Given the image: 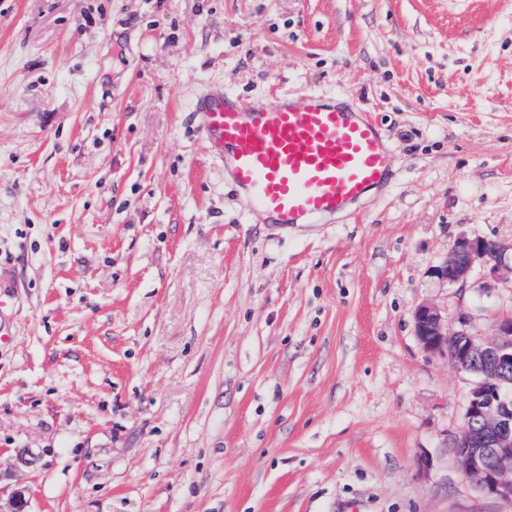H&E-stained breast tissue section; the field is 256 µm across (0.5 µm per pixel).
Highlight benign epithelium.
<instances>
[{
    "label": "benign epithelium",
    "instance_id": "obj_1",
    "mask_svg": "<svg viewBox=\"0 0 512 512\" xmlns=\"http://www.w3.org/2000/svg\"><path fill=\"white\" fill-rule=\"evenodd\" d=\"M482 267L512 287V243L461 236L434 274L450 285L465 283ZM417 337L431 352H445L459 370L476 376L464 423L452 444L464 477L482 494L512 501V316L497 320L495 333L478 340L465 328L448 329L440 312L428 304L414 312Z\"/></svg>",
    "mask_w": 512,
    "mask_h": 512
}]
</instances>
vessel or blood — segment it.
I'll list each match as a JSON object with an SVG mask.
<instances>
[{"mask_svg":"<svg viewBox=\"0 0 512 512\" xmlns=\"http://www.w3.org/2000/svg\"><path fill=\"white\" fill-rule=\"evenodd\" d=\"M195 131L250 208L273 224H318L391 181L385 139L363 109L304 94L246 105L198 97Z\"/></svg>","mask_w":512,"mask_h":512,"instance_id":"obj_1","label":"vessel or blood"}]
</instances>
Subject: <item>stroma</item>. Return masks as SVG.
<instances>
[{"instance_id": "stroma-1", "label": "stroma", "mask_w": 512, "mask_h": 512, "mask_svg": "<svg viewBox=\"0 0 512 512\" xmlns=\"http://www.w3.org/2000/svg\"><path fill=\"white\" fill-rule=\"evenodd\" d=\"M332 93L392 181L270 224L192 130L204 91ZM512 241V0H0V506L512 512L452 453L512 288L433 269Z\"/></svg>"}]
</instances>
